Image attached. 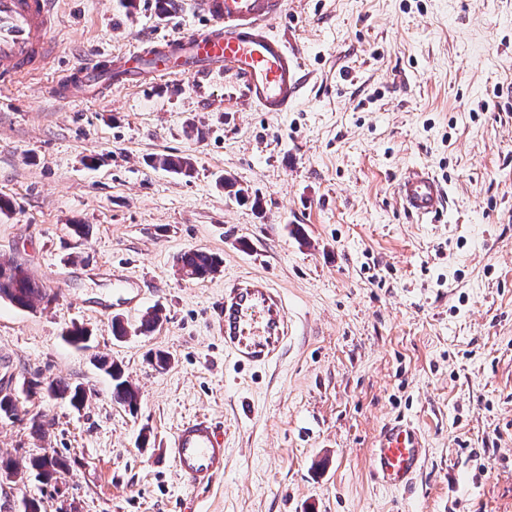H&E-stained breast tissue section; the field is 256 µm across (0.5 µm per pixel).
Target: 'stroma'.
Instances as JSON below:
<instances>
[{"label": "stroma", "instance_id": "35a3bbf8", "mask_svg": "<svg viewBox=\"0 0 512 512\" xmlns=\"http://www.w3.org/2000/svg\"><path fill=\"white\" fill-rule=\"evenodd\" d=\"M56 12L48 64L0 85V262L52 296L0 301V389L18 404L0 417V458L20 469L0 507L512 512V0H285L272 30L307 84L275 113L225 111L220 80L202 95L184 79L57 98L58 76L97 53L204 19L198 0L163 15L156 0H57ZM161 154L191 158L192 177L155 166ZM416 166L449 190L437 221L394 198ZM198 248L220 270L183 278L176 258ZM251 275L284 293L299 330L277 363L240 367L214 310L225 282ZM120 276L139 280L138 310L114 305ZM75 326L87 348L64 340ZM98 355L121 364L136 410L113 402ZM59 377L85 388L81 407L31 393ZM193 416L224 433V476L207 487L186 485L166 450ZM395 417L427 438L406 490L370 475L374 434ZM46 453L69 465L48 484L27 469Z\"/></svg>", "mask_w": 512, "mask_h": 512}]
</instances>
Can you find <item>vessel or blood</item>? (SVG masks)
I'll use <instances>...</instances> for the list:
<instances>
[{"label": "vessel or blood", "mask_w": 512, "mask_h": 512, "mask_svg": "<svg viewBox=\"0 0 512 512\" xmlns=\"http://www.w3.org/2000/svg\"><path fill=\"white\" fill-rule=\"evenodd\" d=\"M56 0H0V83L41 69L53 52ZM284 0H200L205 27L177 37L157 39L156 50L140 46L122 54L98 55L56 82L59 97L94 95L106 86H139L184 77L196 85L223 79L224 108L242 106L259 112H285L303 87L296 55L270 25ZM405 212L421 221L442 213L446 188L424 167L413 168L394 187ZM215 329L224 353L239 365H267L282 356L295 329L280 289L263 277L234 279L224 285ZM168 453L180 478L190 486L210 485L224 473V442L208 419L179 424ZM426 458L424 431L396 418L376 431L370 473L385 488L407 487Z\"/></svg>", "instance_id": "obj_1"}]
</instances>
